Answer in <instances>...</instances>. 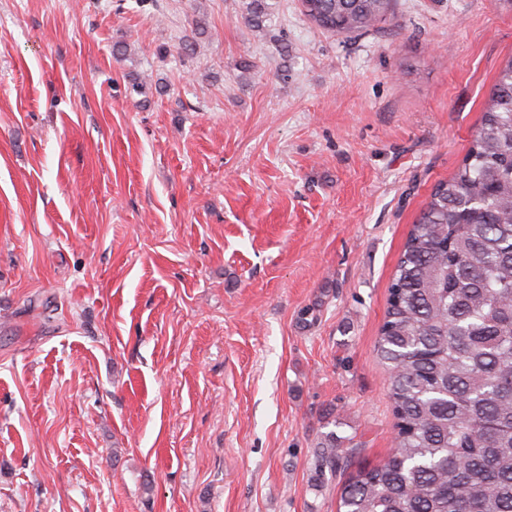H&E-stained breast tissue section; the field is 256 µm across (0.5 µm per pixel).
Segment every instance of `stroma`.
Listing matches in <instances>:
<instances>
[{
  "label": "stroma",
  "mask_w": 512,
  "mask_h": 512,
  "mask_svg": "<svg viewBox=\"0 0 512 512\" xmlns=\"http://www.w3.org/2000/svg\"><path fill=\"white\" fill-rule=\"evenodd\" d=\"M247 3L0 0V512H336L391 452L388 288L512 0ZM394 0H301L305 15L319 27L341 35L362 34L392 20Z\"/></svg>",
  "instance_id": "35a3bbf8"
}]
</instances>
